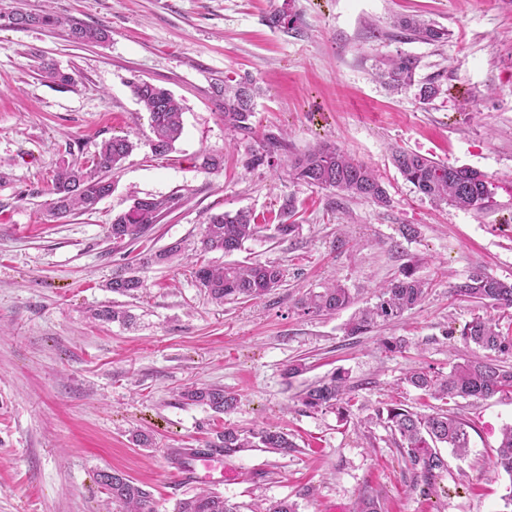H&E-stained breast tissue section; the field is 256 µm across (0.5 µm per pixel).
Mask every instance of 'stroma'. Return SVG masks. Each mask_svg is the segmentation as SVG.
Here are the masks:
<instances>
[{
	"instance_id": "35a3bbf8",
	"label": "stroma",
	"mask_w": 512,
	"mask_h": 512,
	"mask_svg": "<svg viewBox=\"0 0 512 512\" xmlns=\"http://www.w3.org/2000/svg\"><path fill=\"white\" fill-rule=\"evenodd\" d=\"M45 9L106 27L110 38L78 45L64 27L0 29V512H104L96 475L112 470L145 485L158 512L206 488L244 506L286 498L298 512H353L362 493L380 512H503L512 478L494 460L512 399L452 404L470 424L468 452L442 448L447 469L427 492L390 429L365 418L393 404L431 411L435 400L404 377L478 356L461 336L474 318L493 316L512 334V309L449 294L477 266L512 281V0H0V12ZM282 10L296 14L293 30L268 25ZM400 15L444 27L447 42L400 35ZM399 53L418 61L402 91L378 76ZM39 56L72 82L42 78ZM143 80L182 109L183 132L162 156L132 92ZM220 80L251 81L252 138L225 129ZM429 81L442 92L425 103L419 86ZM269 133L286 134L296 153L336 142L375 169L387 205L290 181L284 163L246 168ZM118 135L136 148L114 171L112 194L94 211L50 220L57 167L91 159ZM396 148L484 173L488 204H432L393 166ZM208 155L220 167L204 168ZM161 196L179 203L145 237L109 238L134 198ZM289 196L300 229L280 237ZM240 209L260 233L229 257L202 251L209 218ZM175 243L182 250L168 260L139 263ZM230 260L279 264L284 281L253 300L215 303L195 267ZM406 268L428 283L426 298L366 334L346 335L351 310L317 316L297 306L336 280L366 306ZM117 275L144 286L112 292ZM108 305L126 320H96ZM391 337L404 339L401 351L384 350ZM296 363L304 371L287 376ZM339 370L350 415L305 408L302 391ZM195 383L233 391L236 408L182 403L179 391ZM267 423L290 434L294 452H238L225 457L224 479L207 483L184 474L190 454L224 428ZM137 431L154 447L134 445Z\"/></svg>"
}]
</instances>
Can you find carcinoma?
<instances>
[{"label": "carcinoma", "mask_w": 512, "mask_h": 512, "mask_svg": "<svg viewBox=\"0 0 512 512\" xmlns=\"http://www.w3.org/2000/svg\"><path fill=\"white\" fill-rule=\"evenodd\" d=\"M63 24L64 20L50 11L34 15L0 13V27L37 25L55 28ZM394 27L426 43L448 39L446 29L414 17H399ZM69 37L75 43H96L106 38V30L101 26L73 23L69 27ZM416 68V59L398 54L384 61L381 77L390 87L402 89L414 83ZM39 69L42 77L54 83L68 84L72 81L71 74L61 71L56 63L43 57L39 58ZM213 89L216 96L224 101V127L244 138L252 136L253 91L250 84L244 82L231 86L217 83ZM133 92L149 114L152 151L157 155L170 152L182 132L180 106L168 89L148 81L134 84ZM132 149L133 144L128 138L113 137L101 145L93 158L59 168L49 190L53 196L50 214L56 219H63L77 210L94 209L102 199L112 194L110 173ZM286 152L287 141L279 135L268 134L259 142L258 148L250 150L246 167L269 163ZM392 161L403 178L434 203L467 210L480 208L489 199L487 176L476 170L448 166L401 148L393 151ZM288 167V175L293 180L376 204L387 202L386 190L372 167L332 143H322L304 153L292 155L288 159ZM177 204L178 200L172 196L136 198L128 211L112 220L110 237L117 243L126 239L138 240L171 213ZM294 212L295 201L289 197L281 206L282 222L275 227L278 235L287 237L298 231L299 225L288 222ZM260 229L248 211L215 214L203 230L201 248L205 252L231 254L254 238ZM195 278L211 299L222 303L263 296L281 285L284 273L280 266L271 262L233 263L222 267L201 265L195 270ZM141 287L143 281L136 276H115L109 283V288L119 294H130ZM451 292L461 299L512 307V282L500 280L483 268L473 269L464 280L451 286ZM426 294V282L406 269L400 277L379 288L373 304L350 317L345 323V332L358 336L381 322L396 320L421 304ZM353 303L350 290L334 282L320 291H308L298 305L307 314L332 315ZM461 336L465 342L486 351L485 358L458 363L446 374L413 370L405 380L425 395L439 400L461 397L479 402L496 396L511 397L512 367L501 363L500 358L512 357V336L502 332L493 319L480 317L466 324ZM179 398L186 404L204 405L219 414L233 410L237 404L234 393L208 384L184 390ZM300 401L313 410H341L350 402V387L344 375L334 374L329 380L307 389ZM375 420L385 423L398 437V447L415 483L428 488L447 470L440 446L451 448L459 456L469 448L467 422L448 413L421 414L398 405L378 411L367 422ZM247 448H265L286 456L294 451L296 444L278 427L266 425L246 432L226 428L218 436V441L210 445V450L226 456ZM495 466L512 480V425L503 429ZM98 482L120 512H157L151 492L126 475L102 471L98 474ZM173 512H240V509L217 492L203 491L177 501ZM252 512H297V503L281 499L265 507L258 505Z\"/></svg>", "instance_id": "1"}]
</instances>
